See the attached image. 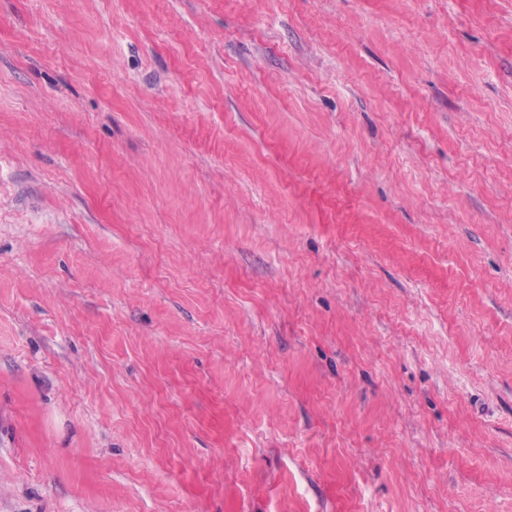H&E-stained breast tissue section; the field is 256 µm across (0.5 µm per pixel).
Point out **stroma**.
Segmentation results:
<instances>
[{"mask_svg": "<svg viewBox=\"0 0 512 512\" xmlns=\"http://www.w3.org/2000/svg\"><path fill=\"white\" fill-rule=\"evenodd\" d=\"M0 512H512V0H0Z\"/></svg>", "mask_w": 512, "mask_h": 512, "instance_id": "1", "label": "stroma"}]
</instances>
